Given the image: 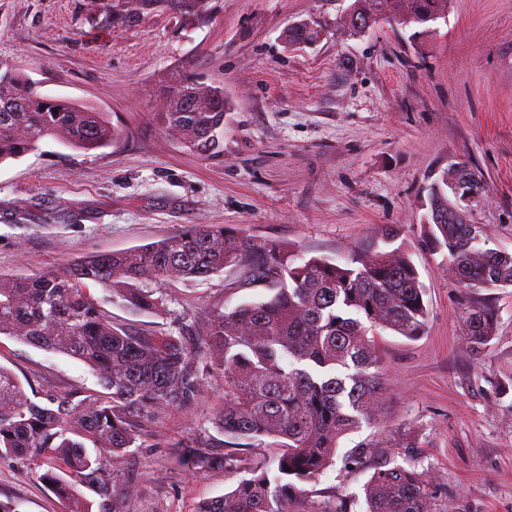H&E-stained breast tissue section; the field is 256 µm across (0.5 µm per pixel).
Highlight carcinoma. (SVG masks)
<instances>
[{"label": "carcinoma", "instance_id": "cac0c4a2", "mask_svg": "<svg viewBox=\"0 0 512 512\" xmlns=\"http://www.w3.org/2000/svg\"><path fill=\"white\" fill-rule=\"evenodd\" d=\"M393 2L401 23L425 25L447 0H353L350 12L369 27ZM198 0H128L125 13L104 14L114 29L154 12L201 20ZM165 130L207 157L224 153V93L191 78L169 91L158 112ZM119 136L101 112L48 97L28 78L0 66V163L19 160L50 138L93 150ZM428 242L447 251L456 281L468 287H512V252L481 247L478 224L448 209V194L429 198ZM398 233L341 265L300 257L276 242L257 243L211 224L123 252L86 256L34 277L0 278V336L81 361L101 390L78 400H31L16 376L0 367V459L26 460L38 479L67 500L71 512H123L136 493L123 477L132 449L145 447L146 421L171 408L190 410L208 378L224 380V405L212 424L245 451L279 440L273 464L247 463L245 475L196 512H296L302 484L332 463L342 436L375 418L383 399L374 332L420 335L428 317L424 286L410 255L391 247ZM239 272L244 286L274 295L233 308L210 307L181 318L177 333L134 329L112 320L87 292L99 285L106 300L154 317L168 311L160 285ZM487 304L465 313L464 340L475 352L496 335ZM93 448H88L86 442ZM240 456L187 445L175 463L192 472L239 468ZM97 496L88 500L83 490ZM367 512H430L424 474L415 464L380 463L365 486Z\"/></svg>", "mask_w": 512, "mask_h": 512}]
</instances>
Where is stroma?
<instances>
[{
    "instance_id": "1",
    "label": "stroma",
    "mask_w": 512,
    "mask_h": 512,
    "mask_svg": "<svg viewBox=\"0 0 512 512\" xmlns=\"http://www.w3.org/2000/svg\"><path fill=\"white\" fill-rule=\"evenodd\" d=\"M352 0H206L190 22L154 12L106 32L89 0H0V62L43 94L106 113L120 139L95 150L47 140L0 164V276L28 277L91 254L125 251L213 224L298 255L342 264L387 227L400 230L425 288L428 319L409 339L381 330L383 402L375 422L344 436L333 465L307 483L301 512H366L365 485L381 460L415 462L431 512H512V287L456 283L427 241L428 195L449 163L484 182L469 213L486 245L512 250V0H448L444 18L415 34L384 16L351 35ZM307 22L306 45L283 38ZM221 87L224 154H195L156 113L185 73ZM235 273L171 281L169 312L145 317L109 306L114 321L169 330L180 314L269 298ZM498 314L495 338L473 353L468 306ZM0 366L27 395L62 399L96 388L88 367L9 336ZM222 382L192 410L154 418L144 448L124 467L136 495L124 512H196L238 477L175 467L178 447L215 436ZM419 438L405 456L402 434ZM369 450L350 463L360 445ZM0 499L21 512H69L28 462L0 459Z\"/></svg>"
}]
</instances>
